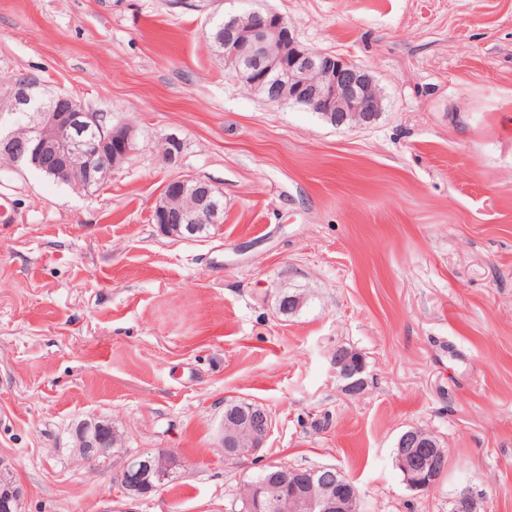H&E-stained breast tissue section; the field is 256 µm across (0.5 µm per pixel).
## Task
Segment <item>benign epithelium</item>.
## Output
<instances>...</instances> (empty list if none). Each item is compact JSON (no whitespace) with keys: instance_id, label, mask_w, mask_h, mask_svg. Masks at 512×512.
<instances>
[{"instance_id":"1","label":"benign epithelium","mask_w":512,"mask_h":512,"mask_svg":"<svg viewBox=\"0 0 512 512\" xmlns=\"http://www.w3.org/2000/svg\"><path fill=\"white\" fill-rule=\"evenodd\" d=\"M250 27L226 26L225 59L243 61L255 70H238L237 78L254 90L272 92L274 103L293 102L332 119L338 126L358 127L373 122L383 111V95L370 70L347 59L298 45L283 16L276 12H254ZM282 49L272 52L271 44ZM4 95L17 111L26 113V139L20 140L8 123L0 125V152L14 159V167L27 168L36 158L53 161L59 174L76 173L86 184H102L132 152L134 130L124 124L104 126L88 114L83 106L65 93L43 97V84L34 75L22 85L11 84ZM108 130L114 149L105 153L98 144L94 127ZM187 199L179 223L159 225L169 237L194 240L206 226L216 227L224 221V212L216 205V196L206 181L188 175L169 180ZM333 373L343 382V390L355 395L363 390L364 369L352 354L336 353L331 361ZM273 420L269 412L256 404L240 415L224 417L221 447L225 456L238 458L235 450L256 453L270 435ZM75 447L84 461L96 465L102 458L119 457L115 483L125 498L142 499L159 491L158 472L166 461L144 453H119L122 437L109 420L90 418L80 421L72 430ZM398 466L406 475L410 488L422 492L433 490L441 478L445 453L415 430L398 439ZM278 472L267 483L251 486L245 499L249 512H357L358 491L341 471L322 466L320 471L336 472V482L326 481L322 491L297 479L298 470L276 465ZM26 492L15 480L0 488V512H24ZM453 512H476L472 493L465 489L453 499Z\"/></svg>"}]
</instances>
